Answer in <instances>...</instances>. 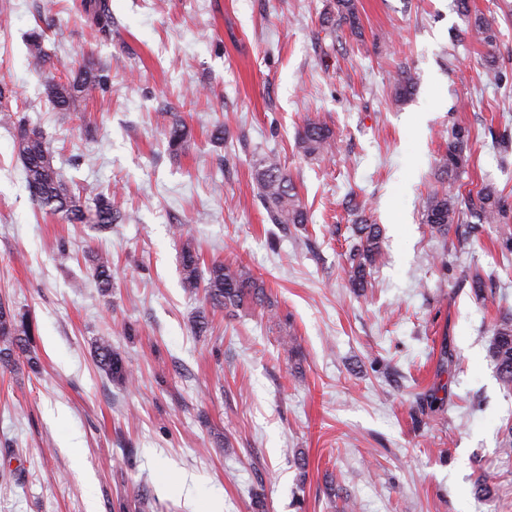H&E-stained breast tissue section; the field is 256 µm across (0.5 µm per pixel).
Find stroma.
I'll use <instances>...</instances> for the list:
<instances>
[{
	"instance_id": "35a3bbf8",
	"label": "stroma",
	"mask_w": 512,
	"mask_h": 512,
	"mask_svg": "<svg viewBox=\"0 0 512 512\" xmlns=\"http://www.w3.org/2000/svg\"><path fill=\"white\" fill-rule=\"evenodd\" d=\"M329 0H112L102 35L80 0H0V301L30 313L39 372L0 366V512H512V463L499 454L512 390L488 347L512 314V262L499 228L441 240L422 222L440 190L452 125L469 128L459 194L484 184L512 198V0H470L498 35L501 81L483 44L459 41L456 0H358L362 40L323 30ZM47 23L57 69L111 65L105 93L61 120L28 65L27 33ZM411 71L414 95L393 97ZM41 127L70 187L110 193L123 222L105 233L35 206L12 118ZM180 119L188 137L169 151ZM336 136L332 156L297 144L306 120ZM223 126V142L212 137ZM276 155L308 212L272 223L255 170ZM380 224L383 255L368 288L347 286L350 201ZM191 244L202 266L247 267L277 319L249 307L209 311L183 288ZM112 257L99 296L85 260ZM449 266H442L441 256ZM493 272L478 303L465 275ZM107 336L139 376L130 387L95 365ZM297 337L299 355L284 352ZM437 398L428 407L425 396Z\"/></svg>"
}]
</instances>
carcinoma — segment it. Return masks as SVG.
I'll list each match as a JSON object with an SVG mask.
<instances>
[{
	"instance_id": "1",
	"label": "carcinoma",
	"mask_w": 512,
	"mask_h": 512,
	"mask_svg": "<svg viewBox=\"0 0 512 512\" xmlns=\"http://www.w3.org/2000/svg\"><path fill=\"white\" fill-rule=\"evenodd\" d=\"M458 11L467 19L464 37L474 39L489 47L496 46L497 35L479 15L471 14L469 0H457ZM81 10L98 30L107 34L112 29L110 0H81ZM322 23L329 29L347 27L358 33L359 11L357 0H332L322 15ZM45 30H32L26 40L27 55L34 69L40 72L41 86L47 100L66 118L76 110L77 103L104 91L109 69L97 68L90 63H80L62 78L47 68L49 55L44 45ZM416 80L409 71H402L394 82L395 97L404 101L413 95ZM15 148L22 163L25 182L31 200L44 213L58 215L70 224H88L99 232L109 230L123 220V215L112 205V195L105 194L94 184L70 188L54 166L47 134L39 127L19 119L14 122ZM188 136L181 121H174L166 132L168 147L178 150ZM300 147L307 155H326L334 144L332 130L316 120L306 121L298 132ZM471 153L470 131L455 125L448 132L445 155L439 162L441 181L448 184L440 192L429 196L422 213V221L431 233L448 238V232L467 219H474L466 234L475 232L478 224L500 225L498 244L501 253L512 257V202L494 186L485 184L465 198H459L454 185L469 167ZM261 189V199L275 224H305L308 215L288 170L272 157H263L255 171ZM354 242L348 253V281L351 288L361 291L368 287L377 263L382 256L383 236L380 225L361 217L352 225ZM96 286L102 295L112 290V258L107 253L88 255ZM180 273L184 287L205 290V301L214 309L228 311L249 302L263 306L266 299L265 285L243 266L214 263L202 271L200 257L194 247L187 244L180 256ZM37 326L32 318L17 313L0 302V365L16 363V357H25L31 370L38 367L33 340ZM489 354L499 379L505 387L512 388V317L504 318L497 325L489 341ZM96 366L106 376L125 385L134 381V373L126 358L112 347V340L102 337L94 350Z\"/></svg>"
}]
</instances>
